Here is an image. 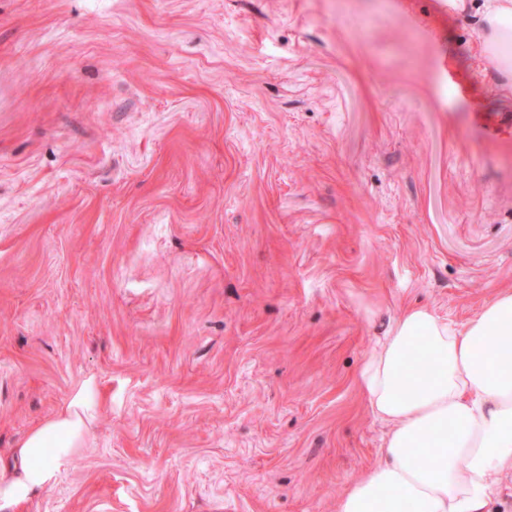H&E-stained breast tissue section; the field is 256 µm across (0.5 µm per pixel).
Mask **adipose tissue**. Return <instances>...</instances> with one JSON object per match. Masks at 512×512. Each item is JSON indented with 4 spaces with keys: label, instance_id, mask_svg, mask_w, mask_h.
<instances>
[{
    "label": "adipose tissue",
    "instance_id": "ef3b65f1",
    "mask_svg": "<svg viewBox=\"0 0 512 512\" xmlns=\"http://www.w3.org/2000/svg\"><path fill=\"white\" fill-rule=\"evenodd\" d=\"M478 10L481 53L512 73V0H448ZM360 388L390 431L383 461L353 479L336 512H483L497 479L512 476V291L463 326L408 308L365 361ZM103 407L84 379L49 418L25 433L0 471V512L57 483Z\"/></svg>",
    "mask_w": 512,
    "mask_h": 512
}]
</instances>
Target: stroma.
Returning a JSON list of instances; mask_svg holds the SVG:
<instances>
[{
  "mask_svg": "<svg viewBox=\"0 0 512 512\" xmlns=\"http://www.w3.org/2000/svg\"><path fill=\"white\" fill-rule=\"evenodd\" d=\"M482 41L448 0H0V458L104 397L24 512H336L390 324L512 289Z\"/></svg>",
  "mask_w": 512,
  "mask_h": 512,
  "instance_id": "obj_1",
  "label": "stroma"
}]
</instances>
